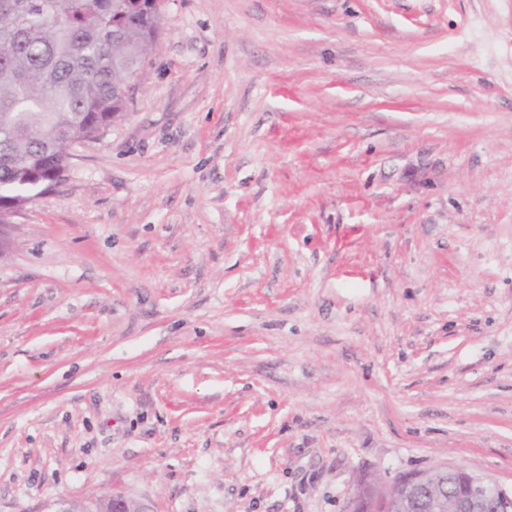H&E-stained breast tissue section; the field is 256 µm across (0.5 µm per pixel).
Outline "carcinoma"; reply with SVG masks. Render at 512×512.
I'll return each mask as SVG.
<instances>
[{"mask_svg": "<svg viewBox=\"0 0 512 512\" xmlns=\"http://www.w3.org/2000/svg\"><path fill=\"white\" fill-rule=\"evenodd\" d=\"M163 4L121 0H0V211L60 182L67 146L124 108L120 76L138 77L162 34Z\"/></svg>", "mask_w": 512, "mask_h": 512, "instance_id": "cac0c4a2", "label": "carcinoma"}]
</instances>
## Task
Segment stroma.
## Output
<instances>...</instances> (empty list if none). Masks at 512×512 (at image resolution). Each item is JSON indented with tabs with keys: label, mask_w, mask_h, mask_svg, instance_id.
Here are the masks:
<instances>
[{
	"label": "stroma",
	"mask_w": 512,
	"mask_h": 512,
	"mask_svg": "<svg viewBox=\"0 0 512 512\" xmlns=\"http://www.w3.org/2000/svg\"><path fill=\"white\" fill-rule=\"evenodd\" d=\"M0 259V512L512 489V0H165ZM49 512H151L149 506L123 494L76 503L70 499H60Z\"/></svg>",
	"instance_id": "1"
}]
</instances>
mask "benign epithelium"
<instances>
[{
  "instance_id": "obj_1",
  "label": "benign epithelium",
  "mask_w": 512,
  "mask_h": 512,
  "mask_svg": "<svg viewBox=\"0 0 512 512\" xmlns=\"http://www.w3.org/2000/svg\"><path fill=\"white\" fill-rule=\"evenodd\" d=\"M25 210L20 207L9 217L8 223L0 225V257L12 247V239L8 232L11 221L19 217ZM459 472L455 466H438L422 471L408 483L399 479L381 488L373 496L371 508H376L380 501L386 502L393 512H486L487 503L491 499H512V491L500 486L496 481L473 474L466 475L469 491L465 495L448 497L446 478ZM51 512H151L149 506L139 500L123 494L76 503L70 499H60L53 504Z\"/></svg>"
}]
</instances>
